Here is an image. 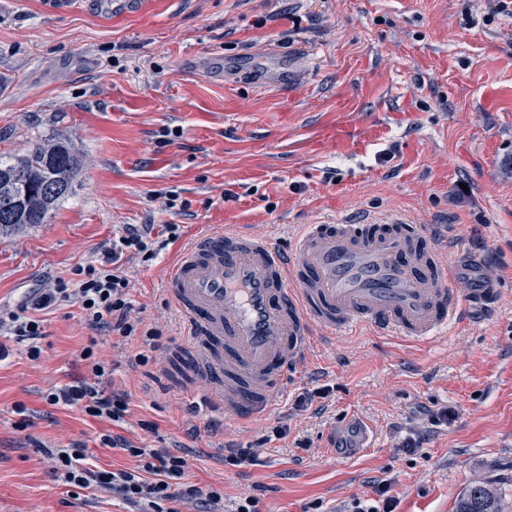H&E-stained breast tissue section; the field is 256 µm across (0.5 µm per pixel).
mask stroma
Here are the masks:
<instances>
[{
	"label": "stroma",
	"mask_w": 512,
	"mask_h": 512,
	"mask_svg": "<svg viewBox=\"0 0 512 512\" xmlns=\"http://www.w3.org/2000/svg\"><path fill=\"white\" fill-rule=\"evenodd\" d=\"M98 2L56 15L0 0V153L63 139L83 160L48 223L0 236V307L70 278L127 227L175 224L176 241L123 267L134 316L161 335L144 351L61 305L40 312L33 360L0 331V512H135L54 469L51 450L77 442L99 467L136 469L103 433L184 456L186 482L223 489L225 512L246 496L259 512H350L386 482L396 512H454L475 480L512 512V16L490 0H149L112 19ZM273 43L299 78L260 90L236 63L271 65ZM189 57L223 78L189 72ZM371 219L447 232L466 253L453 292L466 298L481 259L496 307L428 341L362 327L313 341L275 408L248 421L226 420L204 380L180 378L186 338L164 281L189 241L228 226L283 250L304 225ZM88 348L112 365L106 390L128 399L121 424L47 400L87 376ZM239 445L260 448V463L225 462Z\"/></svg>",
	"instance_id": "35a3bbf8"
}]
</instances>
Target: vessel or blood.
<instances>
[{
  "instance_id": "obj_1",
  "label": "vessel or blood",
  "mask_w": 512,
  "mask_h": 512,
  "mask_svg": "<svg viewBox=\"0 0 512 512\" xmlns=\"http://www.w3.org/2000/svg\"><path fill=\"white\" fill-rule=\"evenodd\" d=\"M253 80L286 89L290 60ZM420 235L404 224H309L285 253L240 230L199 235L175 257L165 285L190 341L184 371L207 381L225 418L245 421L273 409L288 375L308 365L315 337L364 323L422 341L491 309L497 282L477 278L459 301Z\"/></svg>"
}]
</instances>
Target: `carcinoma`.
<instances>
[{"label": "carcinoma", "mask_w": 512, "mask_h": 512, "mask_svg": "<svg viewBox=\"0 0 512 512\" xmlns=\"http://www.w3.org/2000/svg\"><path fill=\"white\" fill-rule=\"evenodd\" d=\"M82 159L65 140L38 144L22 155L0 154V234L46 224L70 195ZM455 512H504L490 483L476 481L458 496Z\"/></svg>", "instance_id": "1"}]
</instances>
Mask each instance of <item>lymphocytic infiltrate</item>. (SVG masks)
I'll use <instances>...</instances> for the list:
<instances>
[{"mask_svg":"<svg viewBox=\"0 0 512 512\" xmlns=\"http://www.w3.org/2000/svg\"><path fill=\"white\" fill-rule=\"evenodd\" d=\"M151 227L129 228L124 235L112 239L100 257L76 266L72 279H54L49 288L30 295L18 310L0 315V327H8L13 335L28 342L30 359L40 355L39 340L44 331L37 314L60 304L75 307L80 319L93 325L111 328L120 336L135 334L137 327L128 315L133 307L129 297L130 281L121 267L127 260L139 257L152 259L156 250ZM90 377L65 385L47 396L50 404H63L80 409L87 415L119 423L129 413L125 395L106 393L104 381L112 373L105 361L95 358L93 349H85ZM102 446L128 452L139 461L134 470L90 468L85 447L57 449L55 463L66 483L88 489L102 487L115 491L130 504L143 506L144 512H166L164 505L176 498H204L209 512H224V492L217 488L206 490L185 483L187 462L183 457L157 448H135L121 437L104 434Z\"/></svg>","mask_w":512,"mask_h":512,"instance_id":"lymphocytic-infiltrate-1","label":"lymphocytic infiltrate"}]
</instances>
